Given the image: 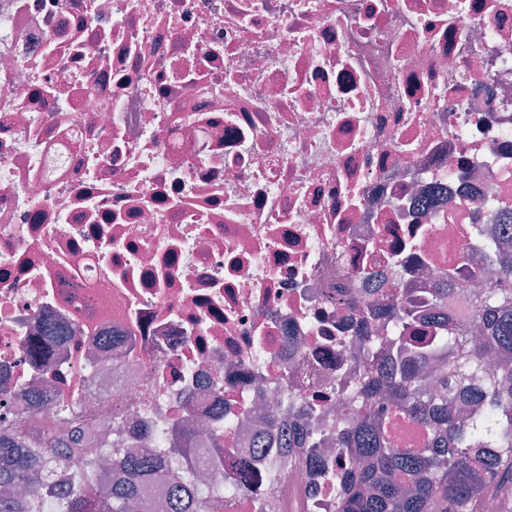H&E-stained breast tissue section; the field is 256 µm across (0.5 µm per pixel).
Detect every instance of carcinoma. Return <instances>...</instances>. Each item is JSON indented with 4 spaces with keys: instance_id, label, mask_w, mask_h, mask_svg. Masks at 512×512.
I'll list each match as a JSON object with an SVG mask.
<instances>
[{
    "instance_id": "carcinoma-1",
    "label": "carcinoma",
    "mask_w": 512,
    "mask_h": 512,
    "mask_svg": "<svg viewBox=\"0 0 512 512\" xmlns=\"http://www.w3.org/2000/svg\"><path fill=\"white\" fill-rule=\"evenodd\" d=\"M489 261L497 280L471 295V322L480 339L472 342L453 332L448 308L456 298L455 281L433 289L439 354L425 349L399 350V358L370 336L362 337V381L348 400L349 416L336 436L311 438L312 447L328 443L341 450V460L322 465L336 483L335 512H478L486 493L498 499L500 512H512V243L501 242ZM482 278V268L466 257L459 279ZM395 318V340L405 339L424 321L416 309L391 292L384 308ZM440 371V392L423 388L430 363ZM468 397L477 410L456 413L457 399ZM404 417L423 427V448H397L390 439L391 422ZM230 437L220 435L214 448L233 458L231 481L242 486L252 461L234 457ZM173 483L168 512H201L202 504L224 501V483L209 488L200 502L191 446L162 452L131 448L113 463L112 488L101 491L91 475L75 480L56 450L45 443L32 450L0 441V512H36L42 490L63 489V512H153L143 499L154 481Z\"/></svg>"
}]
</instances>
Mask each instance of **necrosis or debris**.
<instances>
[{
	"mask_svg": "<svg viewBox=\"0 0 512 512\" xmlns=\"http://www.w3.org/2000/svg\"><path fill=\"white\" fill-rule=\"evenodd\" d=\"M510 211L512 0H0V434L333 436L347 300L428 309ZM296 456L225 512H334Z\"/></svg>",
	"mask_w": 512,
	"mask_h": 512,
	"instance_id": "1",
	"label": "necrosis or debris"
}]
</instances>
